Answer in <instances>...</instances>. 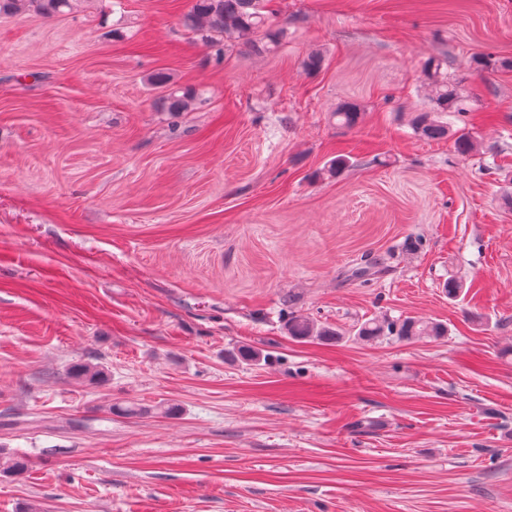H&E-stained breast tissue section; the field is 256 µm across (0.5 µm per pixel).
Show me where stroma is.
<instances>
[{
  "label": "stroma",
  "instance_id": "stroma-1",
  "mask_svg": "<svg viewBox=\"0 0 512 512\" xmlns=\"http://www.w3.org/2000/svg\"><path fill=\"white\" fill-rule=\"evenodd\" d=\"M278 6L269 52L189 0L0 15V512H512V0ZM385 315L448 333L359 337ZM442 66L439 59L425 64L424 80L430 88L431 106L428 110L413 112L409 120L416 134L431 140L448 136V118L463 110V96L457 86L448 81V73L442 71ZM288 333L297 339H325L337 335L329 328L318 327L313 320L303 315H295L288 320Z\"/></svg>",
  "mask_w": 512,
  "mask_h": 512
}]
</instances>
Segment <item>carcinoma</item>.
Instances as JSON below:
<instances>
[{"mask_svg": "<svg viewBox=\"0 0 512 512\" xmlns=\"http://www.w3.org/2000/svg\"><path fill=\"white\" fill-rule=\"evenodd\" d=\"M75 0H0V15H11L33 10L51 17L63 14L73 7ZM271 0H193L185 21L188 27L204 43L217 38L241 41L256 47L265 41L276 44L283 35V28H273L275 12ZM443 62L429 61L424 66V77L430 88L431 106L427 110L412 113L409 123L413 131L427 139L435 140L448 135L450 117L462 111V94L457 86L448 81V73L442 71ZM195 97L191 94L168 93V105L172 112H185ZM336 124L354 127L362 120V112L354 103H348L334 112ZM445 327L415 318L391 319L382 317L363 323L358 335L368 340L411 339L443 336ZM288 333L297 339H325L336 332L319 327L307 316L295 315L288 320Z\"/></svg>", "mask_w": 512, "mask_h": 512, "instance_id": "carcinoma-1", "label": "carcinoma"}]
</instances>
